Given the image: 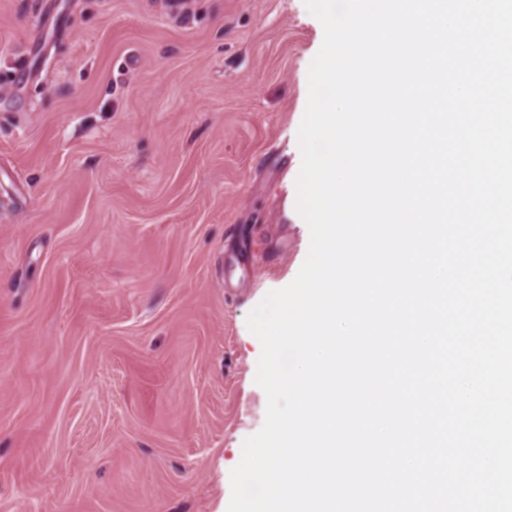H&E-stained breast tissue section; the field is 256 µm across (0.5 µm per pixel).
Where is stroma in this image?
Masks as SVG:
<instances>
[{"mask_svg":"<svg viewBox=\"0 0 512 512\" xmlns=\"http://www.w3.org/2000/svg\"><path fill=\"white\" fill-rule=\"evenodd\" d=\"M322 43L304 0H0V512H228Z\"/></svg>","mask_w":512,"mask_h":512,"instance_id":"1","label":"stroma"}]
</instances>
